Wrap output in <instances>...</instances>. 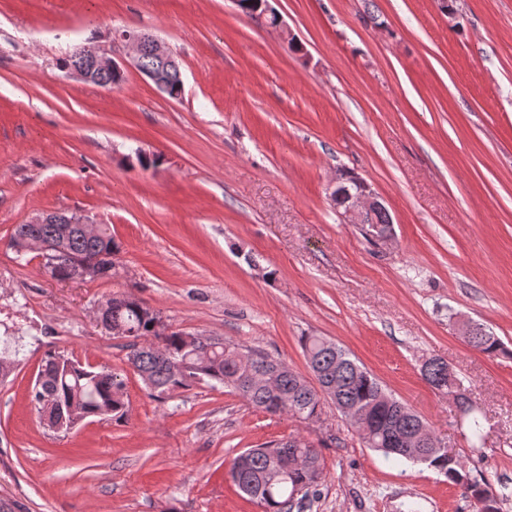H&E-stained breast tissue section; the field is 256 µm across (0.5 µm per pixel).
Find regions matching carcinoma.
I'll use <instances>...</instances> for the list:
<instances>
[{
  "label": "carcinoma",
  "mask_w": 512,
  "mask_h": 512,
  "mask_svg": "<svg viewBox=\"0 0 512 512\" xmlns=\"http://www.w3.org/2000/svg\"><path fill=\"white\" fill-rule=\"evenodd\" d=\"M27 238L46 241L64 239L66 256L51 271L57 279H67L76 266L96 263L112 276L109 257L120 253V245L107 225L97 235L87 236L78 224H18L9 246L19 252ZM110 308L104 327H116L134 333L142 346L131 347L127 362L157 395L206 382L229 387L253 407L270 415L287 414L303 421L316 419L321 412V396L328 397L339 411L354 408L360 413L361 425L369 428L362 435L368 447L394 460L427 464L464 489L474 500L477 512H500L497 500L486 488L471 480L465 462L444 450L432 448L425 455L396 450L386 444L391 426L413 435L426 427L424 420L391 397L380 382L349 354L324 336H306L303 348L318 387H313L284 361L256 354L252 367L235 358L236 346L220 339L210 342L207 351L190 348L181 331L160 334L161 317L142 302L124 294L109 298ZM466 341L489 355L504 352L501 342L477 326ZM36 380L32 402L47 419L48 425L68 432L89 417H116L125 412L124 380L105 367L84 365L60 352L44 359ZM297 447L277 441L245 450L243 472L230 468L234 484L263 512H293L317 492L324 467L320 451L309 440L295 436Z\"/></svg>",
  "instance_id": "cac0c4a2"
}]
</instances>
